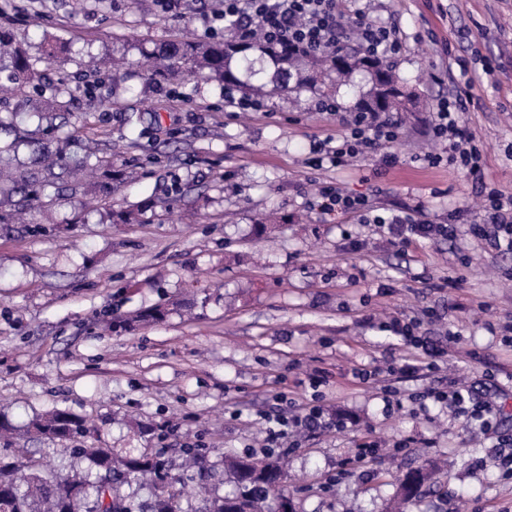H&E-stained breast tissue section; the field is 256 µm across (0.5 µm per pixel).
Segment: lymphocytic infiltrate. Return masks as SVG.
<instances>
[{"mask_svg": "<svg viewBox=\"0 0 512 512\" xmlns=\"http://www.w3.org/2000/svg\"><path fill=\"white\" fill-rule=\"evenodd\" d=\"M259 20L261 39L286 44L307 53L323 54L342 47L345 35L355 36L364 53L376 58L400 54L404 44L394 25L375 20L364 9L346 14L342 0H224L221 12L213 14L204 30L216 34L219 21L241 26L243 19ZM461 94L440 99L423 129L429 140L445 144L447 154L428 153L424 160L437 167L443 164L475 175L480 171V150L463 128L459 111ZM346 133L341 139H324L314 143V165L330 163L344 166L370 153H381L384 166L398 162L389 147L402 133V121L394 114L353 112L344 119ZM484 203L475 215L449 213L447 221L431 219L424 202L386 216L372 214L367 199L345 194L340 188L321 187L315 204L324 215H354L360 223L376 224L387 244L398 252L420 240H452L460 224H468L472 236L491 250L512 253V196L483 187ZM426 399L452 410L467 431L489 432L494 411L485 401L474 397L472 389L449 387L445 391H428Z\"/></svg>", "mask_w": 512, "mask_h": 512, "instance_id": "f902f5d3", "label": "lymphocytic infiltrate"}]
</instances>
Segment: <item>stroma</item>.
Listing matches in <instances>:
<instances>
[{
    "mask_svg": "<svg viewBox=\"0 0 512 512\" xmlns=\"http://www.w3.org/2000/svg\"><path fill=\"white\" fill-rule=\"evenodd\" d=\"M396 24L395 71L414 98L406 135L355 166L310 165L314 142L343 134L339 114L318 112L305 91L264 112H232L224 87L185 79L158 89L144 53L179 37L203 38L221 0H0V27L38 55L64 45L73 98L51 149L76 136L130 174L111 192L64 191L49 224H0V415L18 433L55 409L83 418L96 446L122 455L185 446L226 459L269 456L261 413L285 397L292 413L314 403L344 416L341 431L285 441L284 492L295 512H392L403 475L433 473L407 512H512L491 440L471 438L450 412L412 394L449 379L472 387L494 372L489 396L512 433V253L467 231L400 256L374 227L313 209L331 183L397 209L424 201L432 217L480 210L479 183L512 194V0H367ZM493 75H485V64ZM474 84L462 114L482 151L481 175L428 167L419 133L436 98ZM175 198L169 208L161 200ZM140 212L138 222L111 212ZM367 240L359 251L347 238ZM453 286H444V279ZM160 306L164 319L133 329L106 320ZM433 320H423L425 310ZM422 319L421 334L448 349L447 370L385 374L420 353L366 314ZM370 370L363 381L358 370ZM375 443V459L358 461Z\"/></svg>",
    "mask_w": 512,
    "mask_h": 512,
    "instance_id": "35a3bbf8",
    "label": "stroma"
}]
</instances>
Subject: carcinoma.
<instances>
[{"label":"carcinoma","mask_w":512,"mask_h":512,"mask_svg":"<svg viewBox=\"0 0 512 512\" xmlns=\"http://www.w3.org/2000/svg\"><path fill=\"white\" fill-rule=\"evenodd\" d=\"M61 47L49 44L43 58L29 55L13 33L0 27V92L17 94L30 87L42 100L31 112H55L58 98L69 92L61 83L47 92L46 72L38 63L59 61ZM159 61L147 73L151 80H167L187 73L201 81H218L225 86L265 98L271 102L293 94L310 91L320 97L326 89L346 86L352 93L349 112H403L406 104L398 88L393 66L384 60L363 57L355 41L324 58H312L283 46L264 42L256 36L230 32L222 39L192 41L173 39L158 50ZM17 170L0 180V207L15 211L29 209L41 212L50 207L52 188L61 175L82 186L79 175L96 174L91 188L114 179L112 164L92 161V153L83 154L73 167L61 166L55 173L56 161L46 157L38 169H28L16 162ZM27 433L51 443L67 446L78 437L89 436L83 419L65 410H54L29 423ZM76 459L91 463L92 472H74L66 478L42 472L41 461L32 459L21 469L13 456L0 454V512H187L177 485L195 480L204 490L203 508L199 512H281L277 487L285 472L270 458L235 457L225 461L229 491L222 495L208 486L211 471L200 448H187L183 473H173V465L164 453H137L114 458L112 449L99 448L92 442L71 449ZM427 474L417 469L405 475L401 487L404 502L414 500ZM137 482L149 488L144 500L131 491Z\"/></svg>","instance_id":"cac0c4a2"}]
</instances>
